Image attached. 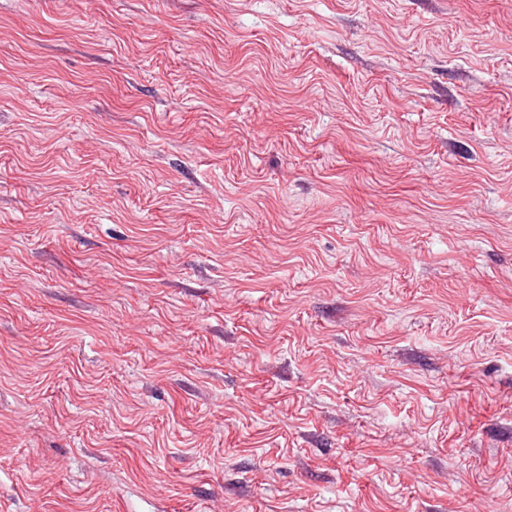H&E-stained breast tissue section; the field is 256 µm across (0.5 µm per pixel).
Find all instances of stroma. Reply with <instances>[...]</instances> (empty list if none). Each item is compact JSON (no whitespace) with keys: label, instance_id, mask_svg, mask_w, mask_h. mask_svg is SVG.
Instances as JSON below:
<instances>
[{"label":"stroma","instance_id":"obj_1","mask_svg":"<svg viewBox=\"0 0 512 512\" xmlns=\"http://www.w3.org/2000/svg\"><path fill=\"white\" fill-rule=\"evenodd\" d=\"M0 512H512V0H0Z\"/></svg>","mask_w":512,"mask_h":512}]
</instances>
